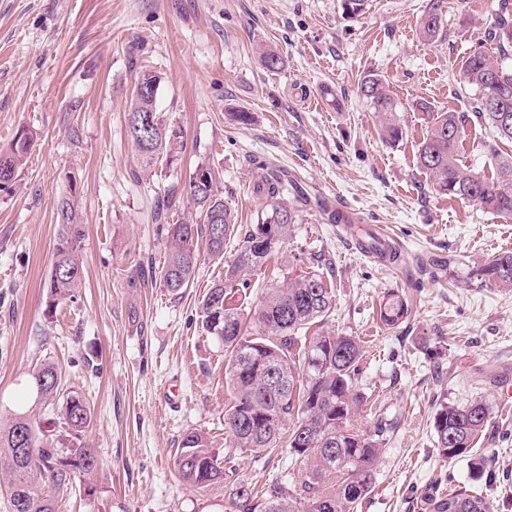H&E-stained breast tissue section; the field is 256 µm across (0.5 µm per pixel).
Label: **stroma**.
Returning <instances> with one entry per match:
<instances>
[{
  "mask_svg": "<svg viewBox=\"0 0 512 512\" xmlns=\"http://www.w3.org/2000/svg\"><path fill=\"white\" fill-rule=\"evenodd\" d=\"M502 0H444L435 41L419 35L433 0H368L348 15L342 0H0V147L18 129L36 134L15 193L0 197V419L31 408L27 385L54 363L63 393L91 405L86 438L93 477L75 481L57 512H228L237 481L256 494L272 483L299 491L302 460L232 450L224 434L231 393L224 346L201 326L199 302L224 276L201 256L182 294L161 281L131 288L136 265L161 268L158 202L180 194L198 164L220 175L239 224L263 205V169L288 175L302 192L299 222L256 289L306 273L333 284L326 330L363 349L358 428L393 419L375 486L356 512H419L430 485L476 486L491 512H512V292L473 279L493 256L512 251V221L432 189L417 165L422 113L404 114L406 135L382 140L360 93L376 74L405 104L470 112L461 66L488 38ZM282 63L268 70L263 52ZM160 74L157 110L181 126L170 166L144 172L127 137L136 68ZM246 112L248 123L234 115ZM493 132L464 126L462 157L490 175L483 145ZM69 196L86 236L81 285L48 305L42 284L56 233L55 205ZM353 211L361 227L384 229L400 264L363 252L346 225L328 223L316 200ZM406 294L412 315L397 328L379 321L388 289ZM491 409L482 454L496 481L472 483L466 462L434 449L439 396ZM208 435L233 452V476L202 488L174 469L182 436Z\"/></svg>",
  "mask_w": 512,
  "mask_h": 512,
  "instance_id": "obj_1",
  "label": "stroma"
}]
</instances>
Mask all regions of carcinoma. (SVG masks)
<instances>
[{
  "label": "carcinoma",
  "mask_w": 512,
  "mask_h": 512,
  "mask_svg": "<svg viewBox=\"0 0 512 512\" xmlns=\"http://www.w3.org/2000/svg\"><path fill=\"white\" fill-rule=\"evenodd\" d=\"M442 0H436L424 17L420 36L434 40L441 31ZM488 37L498 58L473 51L462 65V81L474 92L473 116L491 127L497 137L512 142V14L498 16ZM361 94L374 112L382 138L388 143L403 139L400 112L405 105L393 97L382 79L364 78ZM497 103V110L489 107ZM157 95L132 98L128 116L145 114L155 124L135 130L128 137L138 153L140 166L152 169L170 161L183 144L181 127L171 125L157 112ZM427 120L426 136L419 143L417 162L433 176V190L450 199H468L499 218L512 220V155L504 156L494 144L485 146L493 173L479 175L461 159V133L467 117L441 112L420 100L412 104ZM32 131L22 128L9 145L0 149V195L14 190L19 172L34 146ZM264 199L255 222L241 226L226 201L211 168L196 166L184 187L195 219L170 222L177 210L175 197L158 208V231L169 243L160 279L175 296L193 281L199 264L196 244L205 240L209 255L224 259L231 240L233 259L224 263V279L213 283L199 308L206 333L224 343V382L232 392L224 413V430L232 447L257 454L281 447L307 462L301 492L287 495L273 484L263 498L250 485L236 487L238 512H353L371 493L382 448L394 424L384 418L364 431L353 424L355 410L365 401L357 376L363 351L353 336H336L317 329L333 309L331 285L312 273L262 292L256 305H248L254 288L251 277L275 258L298 223V209L288 204V183L271 173L256 184ZM56 237L51 269L43 288L49 304L75 296L83 271L82 243L85 225L79 222L71 198L56 205ZM476 276L504 291H512V251L489 259ZM411 310L397 289L389 290L379 306V320L392 329L403 324ZM34 402L58 409L60 427L71 444L58 448L53 435L40 428L29 413L16 412L0 423V474L6 477L8 512H56L58 497L73 481L93 474L96 450L82 441L91 422V407L81 395L61 397L56 365L45 362L31 375ZM490 406L483 400L451 404L439 397L434 418L435 450L446 461L465 460L471 480L492 482L482 458L474 454L488 439ZM262 418L269 427L265 436L254 434L252 420ZM231 455L219 462L212 441L199 431L183 435L174 465L180 480L205 487L233 472ZM422 512H489L487 501L462 487L448 495L437 491L421 498Z\"/></svg>",
  "instance_id": "carcinoma-1"
}]
</instances>
